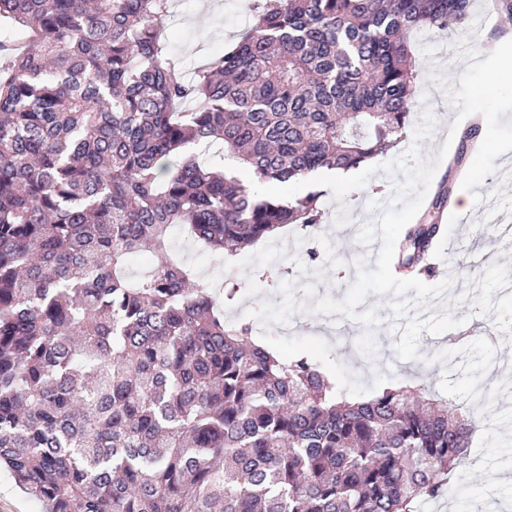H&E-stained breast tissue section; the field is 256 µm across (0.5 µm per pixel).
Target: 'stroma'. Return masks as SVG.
<instances>
[{"mask_svg":"<svg viewBox=\"0 0 512 512\" xmlns=\"http://www.w3.org/2000/svg\"><path fill=\"white\" fill-rule=\"evenodd\" d=\"M202 2L172 0L173 8L167 19L177 35L173 52L189 74L224 50L253 22L251 0H210L207 8ZM471 10L483 14V26H474L468 20L451 33L426 27L412 34L414 50L423 62L417 80L413 123L406 127L396 147L374 157V164L381 166L409 148L414 140V124L427 109L434 114L437 127L421 143L423 156H437L444 146L450 155H460L459 141L447 139L457 111L431 75L441 72L450 84H457L466 68L457 52L459 42H466L478 52L482 49L481 33L495 37L512 32V14L497 6L495 0H471ZM462 157L458 165L440 163L416 215L417 221L427 223L435 218L441 224L430 258L433 268L421 274L420 279L434 285L447 276H455L454 286L435 299V306H449L457 320L477 316L493 328L494 341L448 345L441 336L425 333L420 338L419 359L399 360L395 344L400 336L395 331L397 319L392 312L395 297L389 293L371 294L362 307L376 310L379 321L370 329L375 354L363 360L359 357V323L346 320L345 325L353 336L347 344L330 338L322 319L310 318L305 313V306L323 296L343 299L349 285L356 280L358 266L375 269L376 251L357 237L339 235L336 218L343 211L352 223L361 226L374 221L376 213L369 209V202H388L394 186L403 180L399 174L391 176L380 170L362 188L349 192L341 203L334 200L332 193H325L321 199L324 214L319 231L311 233L296 224L289 226L276 240L258 242L225 259L220 266L209 261L205 249L196 244H184L183 254L197 272L231 277L240 284L239 300L225 309L233 322L258 311L262 304L282 302L279 287L266 289L260 282L267 270L282 269L283 279L292 284L294 298L301 307L290 318L296 331L290 336L267 334L262 336V343L294 355H310L349 396L365 397L386 385L412 378L426 394L445 400L449 407L469 412L474 429L467 462L457 468L446 495L438 501L420 503L418 512H512V242L497 238L498 225H512V212L485 221V214L494 206L489 198L482 204L469 205L464 211L457 210L450 202L435 208L440 191L460 192L464 171L473 161L472 155ZM312 249L322 256L319 265L308 261L307 253ZM477 372L488 389L482 405L475 407L470 397L472 377Z\"/></svg>","mask_w":512,"mask_h":512,"instance_id":"obj_1","label":"stroma"}]
</instances>
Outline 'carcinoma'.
<instances>
[{
	"label": "carcinoma",
	"mask_w": 512,
	"mask_h": 512,
	"mask_svg": "<svg viewBox=\"0 0 512 512\" xmlns=\"http://www.w3.org/2000/svg\"><path fill=\"white\" fill-rule=\"evenodd\" d=\"M171 0H0L26 48L0 66V468L45 512H415L466 458L471 418L405 385L352 401L305 355L232 324L170 232L214 259L320 195L262 186L357 169L397 142L410 35L470 0H256L185 78ZM217 143L249 176L188 152ZM414 224L394 268L427 269ZM155 257L133 278L129 257Z\"/></svg>",
	"instance_id": "cac0c4a2"
}]
</instances>
